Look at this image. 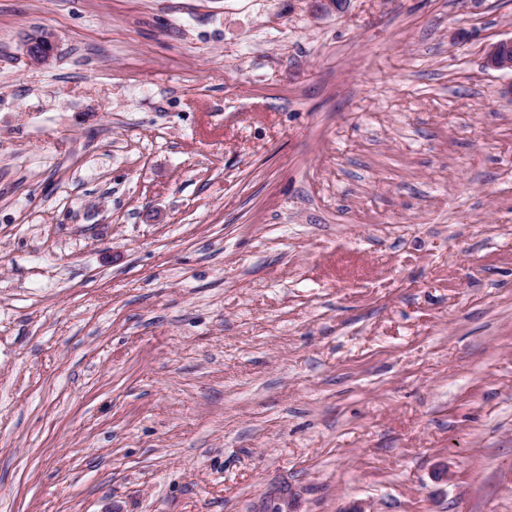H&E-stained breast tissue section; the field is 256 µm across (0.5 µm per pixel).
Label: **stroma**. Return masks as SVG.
Listing matches in <instances>:
<instances>
[{
    "instance_id": "stroma-1",
    "label": "stroma",
    "mask_w": 512,
    "mask_h": 512,
    "mask_svg": "<svg viewBox=\"0 0 512 512\" xmlns=\"http://www.w3.org/2000/svg\"><path fill=\"white\" fill-rule=\"evenodd\" d=\"M510 37L0 0V512H512ZM55 36L50 31L42 32L35 39L24 40V51L29 62L37 67L49 66L55 58ZM483 65L488 69L512 73V39L500 40L487 45Z\"/></svg>"
}]
</instances>
